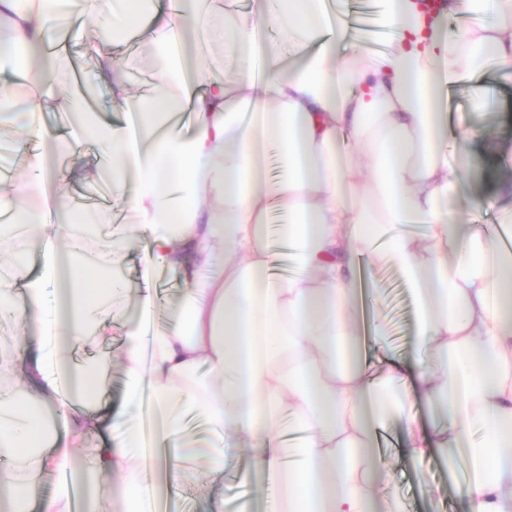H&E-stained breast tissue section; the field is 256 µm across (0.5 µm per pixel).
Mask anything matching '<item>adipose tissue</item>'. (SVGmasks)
<instances>
[{
  "instance_id": "adipose-tissue-1",
  "label": "adipose tissue",
  "mask_w": 512,
  "mask_h": 512,
  "mask_svg": "<svg viewBox=\"0 0 512 512\" xmlns=\"http://www.w3.org/2000/svg\"><path fill=\"white\" fill-rule=\"evenodd\" d=\"M74 3L146 35L166 61L146 95L123 85V62L94 76L111 86L115 109L138 113L137 124H112L87 98L63 93L56 109L79 125L51 131L36 94L29 124L14 131L28 177L0 186L10 218L0 234L15 238L0 254V301L27 334L0 355V383L20 377L31 405L0 398V452L17 469L84 470L75 450L103 414L82 399L99 393L100 372L73 367L72 356L118 320L125 400L151 388L167 463H180L193 414L213 429L212 473L223 474L225 450L235 448L256 472L278 475L286 512H388L380 489L391 475L374 464L370 438L391 411L408 454L464 449L470 512H512V250L500 246L498 225L454 222L456 182L481 164L467 142H448L442 112L457 83L512 66V0H450L449 14L469 18L453 31L441 16L425 24L412 0H383L390 41L356 62L346 57L347 17L324 0H251L236 13L220 0L205 11L196 0H156L121 17L112 0ZM63 19L55 0H0V67L17 48L28 56L12 71L14 85L67 83L47 46ZM202 30L235 71L199 62ZM79 140L108 148L111 190L141 228L147 269L174 272L182 284L175 316L158 330L148 327L151 290L132 304L122 280L100 275L131 240L103 239L68 259L59 251L79 227L66 212L47 221L67 184L48 156H66ZM271 145L288 171L274 191L265 178ZM32 197L39 209L27 207ZM274 207L288 217L274 230L295 268L285 277L270 272ZM34 248L44 260L36 276ZM368 254L398 266L419 297V334L433 357L420 360L417 382L440 411L432 433L405 399L379 388L403 377L407 361L388 356L375 371L362 350L355 267ZM142 467L137 429L115 423L95 451L99 476L118 478L125 504L136 506Z\"/></svg>"
}]
</instances>
